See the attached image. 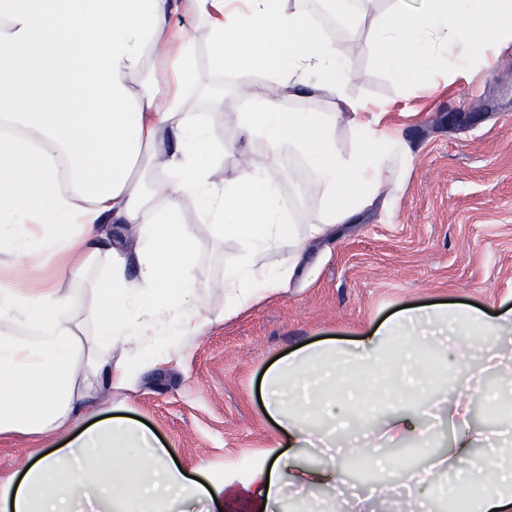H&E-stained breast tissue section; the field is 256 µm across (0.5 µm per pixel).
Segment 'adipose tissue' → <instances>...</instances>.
Here are the masks:
<instances>
[{"label": "adipose tissue", "mask_w": 512, "mask_h": 512, "mask_svg": "<svg viewBox=\"0 0 512 512\" xmlns=\"http://www.w3.org/2000/svg\"><path fill=\"white\" fill-rule=\"evenodd\" d=\"M198 20L204 39L177 24ZM369 23L378 65L425 94L512 48V0H387ZM350 46L323 32L301 0H0V435L76 426L19 483L0 512H219L230 484L185 473L174 451L124 416L86 423L100 387L127 389L180 354L203 327L288 290L310 243L404 183L416 154L383 106L346 92ZM236 71L244 107L232 139L193 111L207 73ZM346 123L349 150L337 145ZM262 142L260 164L221 176L224 155ZM300 160L312 208L284 197L283 156ZM214 239L235 238L224 302L195 285L200 255L183 205ZM285 259L264 262L270 251ZM55 263L57 286L28 290L9 260ZM498 380L487 388L486 372ZM273 449L244 490L283 512L286 488L348 487L344 460L382 463L381 446L416 445L406 492L380 489L357 512H441L447 479L472 490L469 512H512V445L477 437L474 397L512 419V308H406L352 345L297 347L267 371ZM325 449L312 466L313 443Z\"/></svg>", "instance_id": "obj_1"}]
</instances>
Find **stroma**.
Returning <instances> with one entry per match:
<instances>
[{
    "label": "stroma",
    "mask_w": 512,
    "mask_h": 512,
    "mask_svg": "<svg viewBox=\"0 0 512 512\" xmlns=\"http://www.w3.org/2000/svg\"><path fill=\"white\" fill-rule=\"evenodd\" d=\"M350 95L392 103L390 120L414 143L417 159L393 209L377 207L309 247L311 272L287 293L212 325L175 360L143 376L135 390L102 391L96 407L149 426L186 469L210 467L240 489L278 431L265 414L258 380L303 344H348L398 310L465 302L484 310L512 305V50L451 89L421 96L374 61L368 28L350 41ZM205 260L197 287L222 296L235 240L215 244L194 202ZM0 437V485L68 440Z\"/></svg>",
    "instance_id": "1"
}]
</instances>
